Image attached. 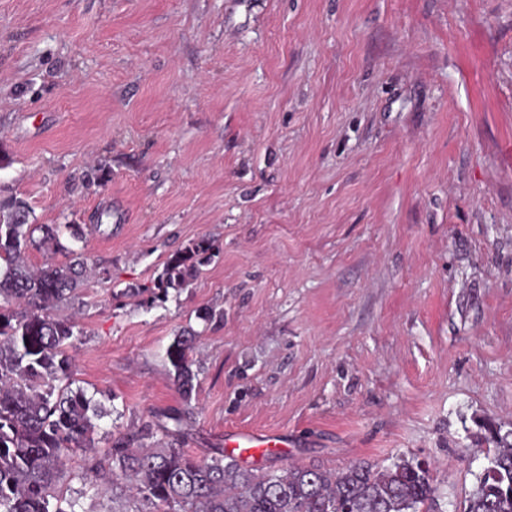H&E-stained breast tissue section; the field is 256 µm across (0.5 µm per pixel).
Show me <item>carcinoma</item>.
Returning <instances> with one entry per match:
<instances>
[{"label": "carcinoma", "mask_w": 512, "mask_h": 512, "mask_svg": "<svg viewBox=\"0 0 512 512\" xmlns=\"http://www.w3.org/2000/svg\"><path fill=\"white\" fill-rule=\"evenodd\" d=\"M30 210L18 199L0 201V512H85L67 458L93 447L97 420L107 410L73 387L68 349L80 330L53 314L71 300L86 271V259L34 271L25 260L31 249L63 251V230L78 240L77 224L29 223ZM42 236L33 237L35 230ZM212 244L201 239L174 254L158 278L160 296L188 283V273L210 258ZM195 336L182 333L166 350L174 382L191 399L197 373L192 369ZM158 426L172 443L136 448L151 427L112 440L104 459L90 465L105 489L95 512H421L435 503L429 468L401 455L387 465L358 463L332 470L290 465L273 471L247 468L224 453L198 460L173 442L185 434L178 411ZM495 444L489 465L477 477L460 512H512V432L490 433Z\"/></svg>", "instance_id": "cac0c4a2"}]
</instances>
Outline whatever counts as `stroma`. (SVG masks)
<instances>
[{
    "mask_svg": "<svg viewBox=\"0 0 512 512\" xmlns=\"http://www.w3.org/2000/svg\"><path fill=\"white\" fill-rule=\"evenodd\" d=\"M11 197L83 232L57 314L107 411L68 460L88 510L89 456L176 409L200 459L242 430L258 470L416 456L439 512L512 430V0H0ZM213 247L206 239H200L180 253L174 254L158 278L156 288L161 297L168 295L169 289L179 290L188 283V273L197 265L210 258ZM196 336L182 333L175 336L166 350V358L173 368L174 382L184 400H190L195 389L194 381L197 371L192 369L193 360L190 353L193 350Z\"/></svg>",
    "mask_w": 512,
    "mask_h": 512,
    "instance_id": "obj_1",
    "label": "stroma"
}]
</instances>
